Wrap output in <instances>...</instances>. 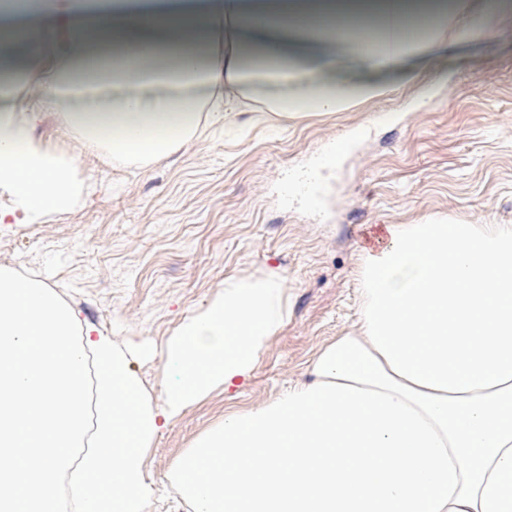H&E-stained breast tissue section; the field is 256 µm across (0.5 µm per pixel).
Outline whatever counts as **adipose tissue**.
<instances>
[{
    "label": "adipose tissue",
    "mask_w": 512,
    "mask_h": 512,
    "mask_svg": "<svg viewBox=\"0 0 512 512\" xmlns=\"http://www.w3.org/2000/svg\"><path fill=\"white\" fill-rule=\"evenodd\" d=\"M323 0L314 16L246 0H0V224H39L86 192L34 139L44 108L113 163L157 160L202 123L199 95H238L252 42L267 80L292 84L271 110L333 111L350 98L293 85L290 42L337 32L370 62L448 31L445 4ZM228 25L216 42L213 22ZM63 38L19 108L12 52L38 31ZM138 90L99 104L103 84ZM360 324L324 347L306 381L225 414L174 461L191 512H512V227L392 224L361 257ZM288 316L276 273L226 283L161 347L117 341L39 278L0 268V512H144L147 460L174 419L249 381ZM161 352L154 401L135 362Z\"/></svg>",
    "instance_id": "obj_1"
}]
</instances>
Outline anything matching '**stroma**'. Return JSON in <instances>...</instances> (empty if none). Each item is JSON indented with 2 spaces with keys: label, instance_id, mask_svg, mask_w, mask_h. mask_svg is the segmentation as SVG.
I'll return each mask as SVG.
<instances>
[{
  "label": "stroma",
  "instance_id": "stroma-1",
  "mask_svg": "<svg viewBox=\"0 0 512 512\" xmlns=\"http://www.w3.org/2000/svg\"><path fill=\"white\" fill-rule=\"evenodd\" d=\"M484 0H461L445 40L383 68L333 38L307 49L331 91L365 84L384 96L336 112L281 118L248 81L224 122L167 157L112 168L42 113L37 139L72 160L90 190L41 224H5L0 267L37 274L112 335L161 344L226 281L278 269L288 318L253 377L186 410L150 451L172 462L230 412L303 379L314 356L359 320L361 255L389 224L512 225V0L485 34L467 36ZM349 146L336 164L339 140Z\"/></svg>",
  "mask_w": 512,
  "mask_h": 512
}]
</instances>
